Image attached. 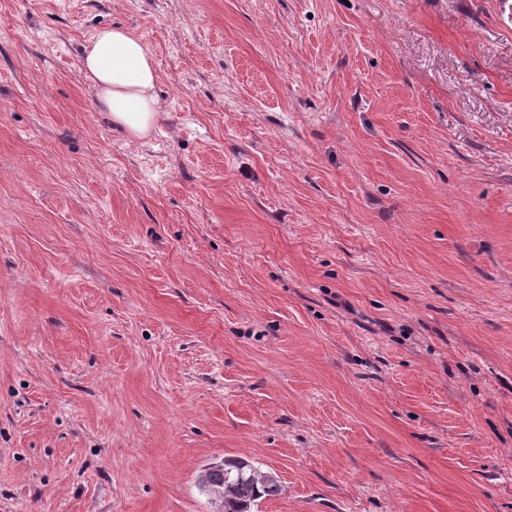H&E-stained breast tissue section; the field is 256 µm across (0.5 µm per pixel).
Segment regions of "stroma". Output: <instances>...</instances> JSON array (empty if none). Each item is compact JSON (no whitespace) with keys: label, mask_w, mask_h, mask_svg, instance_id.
Segmentation results:
<instances>
[{"label":"stroma","mask_w":512,"mask_h":512,"mask_svg":"<svg viewBox=\"0 0 512 512\" xmlns=\"http://www.w3.org/2000/svg\"><path fill=\"white\" fill-rule=\"evenodd\" d=\"M227 455L258 512H512L499 0H0V512H210ZM83 68L101 112L131 140H144L164 110L155 94L158 72L143 39L114 26L98 31L83 47ZM222 467L213 471L208 480L209 487L215 489V495L222 500L224 497V511L222 512H253L263 498L276 497L281 494L282 488L278 480H264V471L259 463L249 459L225 456L220 461ZM199 490L208 498L211 508H216L210 494V489H204L197 483Z\"/></svg>","instance_id":"obj_1"}]
</instances>
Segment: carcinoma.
Masks as SVG:
<instances>
[{
	"label": "carcinoma",
	"mask_w": 512,
	"mask_h": 512,
	"mask_svg": "<svg viewBox=\"0 0 512 512\" xmlns=\"http://www.w3.org/2000/svg\"><path fill=\"white\" fill-rule=\"evenodd\" d=\"M262 474L259 463L227 456L222 467L210 474L208 484L224 489V512H253L259 500L282 492L279 481L264 480Z\"/></svg>",
	"instance_id": "obj_1"
}]
</instances>
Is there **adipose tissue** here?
I'll return each mask as SVG.
<instances>
[{
  "label": "adipose tissue",
  "instance_id": "ef3b65f1",
  "mask_svg": "<svg viewBox=\"0 0 512 512\" xmlns=\"http://www.w3.org/2000/svg\"><path fill=\"white\" fill-rule=\"evenodd\" d=\"M83 68L100 111L128 139H146L164 106L155 93L158 72L143 39L115 26L84 46Z\"/></svg>",
  "mask_w": 512,
  "mask_h": 512
}]
</instances>
